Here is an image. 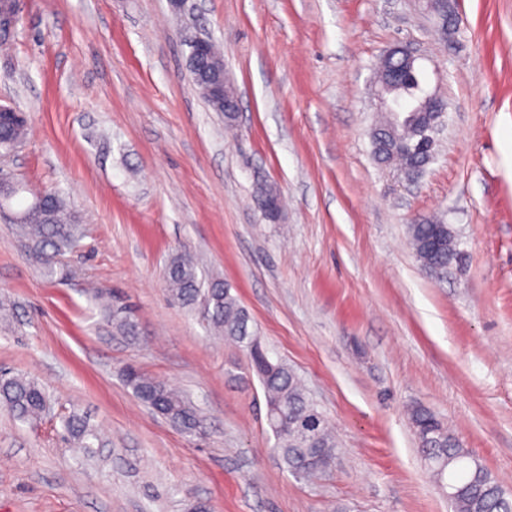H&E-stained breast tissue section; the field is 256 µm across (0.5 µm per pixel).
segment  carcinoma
<instances>
[{
	"mask_svg": "<svg viewBox=\"0 0 512 512\" xmlns=\"http://www.w3.org/2000/svg\"><path fill=\"white\" fill-rule=\"evenodd\" d=\"M212 69H190L198 92L215 112L224 113L225 125L237 121L232 105L213 98L209 93L211 76L222 70L223 55L217 45L209 48ZM24 123L6 120L0 124V150L8 151L24 135ZM373 158L385 167L409 166L412 160L403 146L416 144L421 138L418 124L409 123L395 129L386 118L376 121L373 133ZM7 208L17 206L28 216L21 230L29 236L32 254L44 274L50 278L68 271L58 266V257L80 247L78 219L58 191L37 207L24 196L4 202ZM414 254L423 268L437 279L448 275V269L459 258L455 238L448 236V225L432 218H421L409 225ZM173 301L199 312L209 327L236 342L249 356L258 376L266 402L268 424L279 427L275 433L277 449L284 468L294 477L305 479L329 468L336 458V440L324 414L308 396L300 378L286 364L273 361L260 338L249 329L250 317L231 292V286L219 278L198 275L193 259L174 255L164 271ZM126 385L135 396L173 427L188 436L201 434V418L196 407L183 393L133 367L126 370ZM0 405L22 422L42 418L49 399L41 385L31 377L0 375ZM424 461L441 488L451 487L453 512H512V499L495 477L463 447L448 426L433 412L416 407L408 413ZM62 430L73 447L90 456L103 444L97 429L77 410L61 419ZM318 452L324 468L311 469L306 460Z\"/></svg>",
	"mask_w": 512,
	"mask_h": 512,
	"instance_id": "carcinoma-1",
	"label": "carcinoma"
}]
</instances>
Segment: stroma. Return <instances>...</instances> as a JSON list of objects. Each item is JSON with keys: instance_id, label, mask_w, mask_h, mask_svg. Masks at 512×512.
<instances>
[{"instance_id": "stroma-1", "label": "stroma", "mask_w": 512, "mask_h": 512, "mask_svg": "<svg viewBox=\"0 0 512 512\" xmlns=\"http://www.w3.org/2000/svg\"><path fill=\"white\" fill-rule=\"evenodd\" d=\"M458 10L445 44L413 0H22L0 105L28 134L0 169L63 189L83 238L49 278L0 220V369L53 401L31 423L0 408V512H452L414 406L512 493V0ZM193 36L223 50L235 134L193 85ZM399 42L447 103L413 187L374 162L369 136L375 65ZM262 182L281 191L279 222L256 204ZM424 217L451 224L463 253L440 282L409 244ZM181 252L231 285L334 424L325 472L284 470L246 352L170 299ZM116 303L137 339L115 330ZM130 365L187 393L202 435L143 404ZM74 409L106 439L95 459L62 438Z\"/></svg>"}]
</instances>
